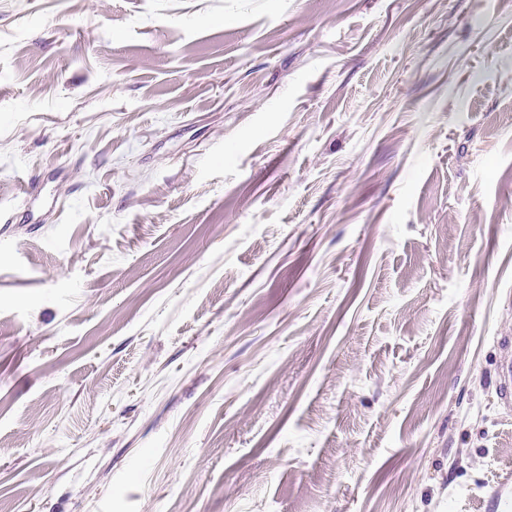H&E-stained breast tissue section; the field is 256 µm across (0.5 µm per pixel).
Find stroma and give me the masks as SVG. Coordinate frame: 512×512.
<instances>
[{"mask_svg":"<svg viewBox=\"0 0 512 512\" xmlns=\"http://www.w3.org/2000/svg\"><path fill=\"white\" fill-rule=\"evenodd\" d=\"M0 216V512L512 479V0H0ZM501 348L505 355L499 365V373H498V384H497V393L498 398L500 400L501 405L507 410L511 412L512 408V357H511V347L512 341L511 339L504 338L500 342ZM510 350V352H509Z\"/></svg>","mask_w":512,"mask_h":512,"instance_id":"35a3bbf8","label":"stroma"}]
</instances>
